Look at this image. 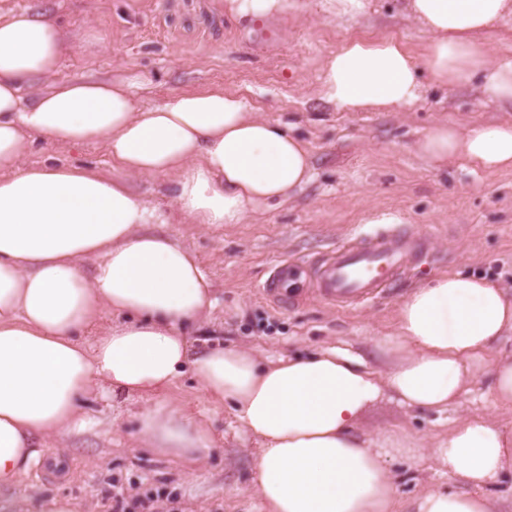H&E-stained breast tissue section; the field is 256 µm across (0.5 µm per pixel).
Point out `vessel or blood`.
Instances as JSON below:
<instances>
[{
    "label": "vessel or blood",
    "mask_w": 512,
    "mask_h": 512,
    "mask_svg": "<svg viewBox=\"0 0 512 512\" xmlns=\"http://www.w3.org/2000/svg\"><path fill=\"white\" fill-rule=\"evenodd\" d=\"M425 248L421 237L396 224L381 232L360 234L358 243L332 249L308 276L288 261L277 263L259 293L284 306L299 294L292 288V281L304 278L317 298L333 306H365L388 292L393 282L421 258Z\"/></svg>",
    "instance_id": "1"
}]
</instances>
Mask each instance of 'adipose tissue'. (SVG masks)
Segmentation results:
<instances>
[{"instance_id":"obj_1","label":"adipose tissue","mask_w":512,"mask_h":512,"mask_svg":"<svg viewBox=\"0 0 512 512\" xmlns=\"http://www.w3.org/2000/svg\"><path fill=\"white\" fill-rule=\"evenodd\" d=\"M428 34L422 55L388 37L349 39L321 62L318 96L343 112H393L435 84L479 79L488 99L512 104V58L491 59L481 36L512 17V0H407ZM72 45L46 15L0 16V486L37 463L36 439L87 424L80 401L100 392L130 401L170 388L192 370L240 429L260 444L258 492L267 512H392L397 485L380 454L411 465L431 457L473 493L422 492L413 512H496L487 488L512 477V428L474 412L446 439L423 445L399 430L359 433L388 400L444 412L477 367L493 378V403L512 407V358L495 341L512 331V297L495 280L441 273L401 299L394 330L376 347L382 368L340 347L262 362L230 346L195 355L184 329L214 305L195 254L148 232L166 218L128 187L127 175L176 173L175 204L193 224H240L280 205L312 177L307 143L221 91L180 92L139 106L129 81L55 80ZM39 134L49 144L105 141L125 175L51 163L19 166ZM419 153L441 170L463 162L512 169V122L432 126ZM96 262L93 276L80 263ZM110 311L94 342L78 332ZM155 453L192 461L212 448L185 409L156 402L137 415Z\"/></svg>"}]
</instances>
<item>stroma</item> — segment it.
Instances as JSON below:
<instances>
[{
    "label": "stroma",
    "instance_id": "obj_1",
    "mask_svg": "<svg viewBox=\"0 0 512 512\" xmlns=\"http://www.w3.org/2000/svg\"><path fill=\"white\" fill-rule=\"evenodd\" d=\"M298 9L255 24L224 12V0H0V12L29 10L52 16L75 43L57 79L126 78L148 107L170 95L208 88L246 99L253 112L287 125L310 143L314 176L286 203L240 224H190L174 202L170 174L130 183L168 221L165 233L200 257L217 304L209 324L193 334L196 347L238 345L260 360L307 356L338 346L377 363L374 345L391 332L404 294L448 271L500 282L512 295V170L486 173L466 165L429 167L415 144L430 125L512 120V107L489 100L478 80L441 87L421 74L423 95L405 112H340L318 100L315 88L323 56L351 38L390 37L419 51L428 36L409 15L406 0H370L355 20L337 18L324 0H298ZM52 156L108 176L120 175L103 143L85 146L36 142L21 165ZM398 212L411 231L427 236L426 255L389 296L363 308L340 310L319 299L280 309L258 293L273 265L287 258L311 268L333 246L367 231L369 217ZM491 379L478 374L461 403L444 413L385 405L370 412L362 435L377 439L403 426L433 443L451 420L490 410ZM191 412L213 437L199 461L162 458L136 436V411L154 404L147 396L124 404L92 395L81 407L85 429L51 439L65 465L35 464L13 488H0L11 512H41L51 497L71 501L73 512H112V493L128 502L158 494L176 512H264L257 491V440L243 433L229 406L215 404L192 372L166 394ZM399 491L398 512L422 491H468V484L435 462L420 468L391 462Z\"/></svg>",
    "mask_w": 512,
    "mask_h": 512
}]
</instances>
